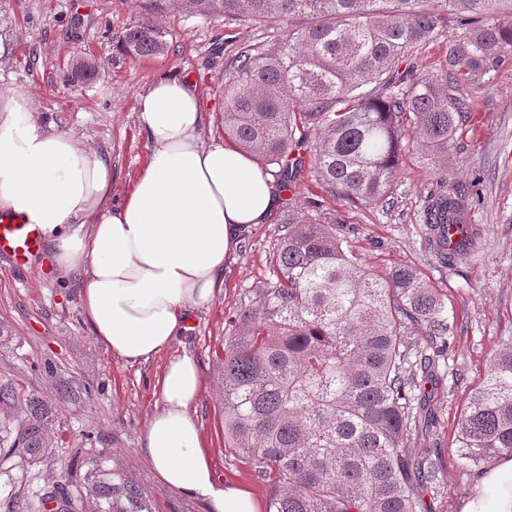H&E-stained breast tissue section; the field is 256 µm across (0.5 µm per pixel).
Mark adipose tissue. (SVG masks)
<instances>
[{
	"label": "adipose tissue",
	"instance_id": "adipose-tissue-1",
	"mask_svg": "<svg viewBox=\"0 0 512 512\" xmlns=\"http://www.w3.org/2000/svg\"><path fill=\"white\" fill-rule=\"evenodd\" d=\"M150 144L132 192L112 200V163L73 133L48 125L29 94L0 95V213L39 225L58 268L81 276L82 313L97 339L145 363L188 329L190 314L224 287V262L247 226L279 197L274 179L240 150L204 141L197 86L161 75L140 95ZM203 380L194 358L171 359L161 408L142 449L168 488L209 512H259L249 490L216 478L189 412ZM512 458L483 478L462 512H512Z\"/></svg>",
	"mask_w": 512,
	"mask_h": 512
}]
</instances>
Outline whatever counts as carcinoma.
Listing matches in <instances>:
<instances>
[{
    "label": "carcinoma",
    "instance_id": "carcinoma-1",
    "mask_svg": "<svg viewBox=\"0 0 512 512\" xmlns=\"http://www.w3.org/2000/svg\"><path fill=\"white\" fill-rule=\"evenodd\" d=\"M509 4L491 24L483 19ZM190 14L231 21L303 23L286 38L242 47L224 63V136L266 166L283 188L313 170L326 192L385 203L412 134L436 165L448 158L463 103L456 76L478 85L512 55V0H446L450 16L421 0H173ZM439 77L400 70L408 53L440 38L449 24ZM124 52L145 58L167 48L152 23L126 29ZM93 66L76 62L67 80L85 82ZM310 157L295 155L309 131ZM467 191L445 185L424 201L427 244L450 264L448 237L466 230L467 254L481 231L467 223ZM273 277L224 322V426L232 447L270 483L266 512H427L440 487L427 452L407 451L430 411L425 384L456 325L448 297L410 265L369 270L342 246L331 224L294 218L282 225ZM420 331L428 345L411 339ZM17 414L10 443L0 433L1 466L51 453L46 409L14 386L0 385V411ZM464 467L512 456V343L493 358L471 392L459 427ZM147 512L140 486L96 466L83 484L46 486L49 512Z\"/></svg>",
    "mask_w": 512,
    "mask_h": 512
}]
</instances>
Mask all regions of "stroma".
Returning <instances> with one entry per match:
<instances>
[{
  "label": "stroma",
  "mask_w": 512,
  "mask_h": 512,
  "mask_svg": "<svg viewBox=\"0 0 512 512\" xmlns=\"http://www.w3.org/2000/svg\"><path fill=\"white\" fill-rule=\"evenodd\" d=\"M0 93L29 92L46 122L74 132L112 160V198L130 193L141 174L149 142L138 119V99L158 75L192 77L205 111L204 139L224 137V62L238 47L269 41L266 22H223L169 7L157 14L145 0H0ZM151 22L162 27L163 55L134 58L118 41L122 32ZM99 65L98 75L74 91L65 74L76 58ZM466 116L458 123L448 161L434 168L410 140L387 205L353 204L327 194L312 175L280 192L266 223L241 236L224 269L222 293L192 315V328L167 352L130 365L100 343L81 310L76 275L58 270L51 250L17 270L0 260V384L9 383L43 402L56 449L28 469L23 494L35 501L40 489L62 473L84 476L94 464L119 469L143 490L151 512H206L201 501L164 486L151 468L141 436L159 409L158 381L169 358L187 354L204 384L190 407L218 477L248 489L265 504L269 484L231 448L224 432L222 362L224 317L271 276L273 252L287 216L332 224L345 247L375 271L399 264L419 268L447 294L456 324L454 348L441 359L426 388L432 415L411 441L412 451H429L441 476L437 495L426 497L429 512H461L484 476L459 460V421L466 397L489 370L494 353L512 341V58L480 87L462 84ZM448 187L471 189L469 221L482 232L473 255L448 266L429 250L420 212L437 177ZM65 379L70 393L60 392Z\"/></svg>",
  "instance_id": "stroma-1"
}]
</instances>
